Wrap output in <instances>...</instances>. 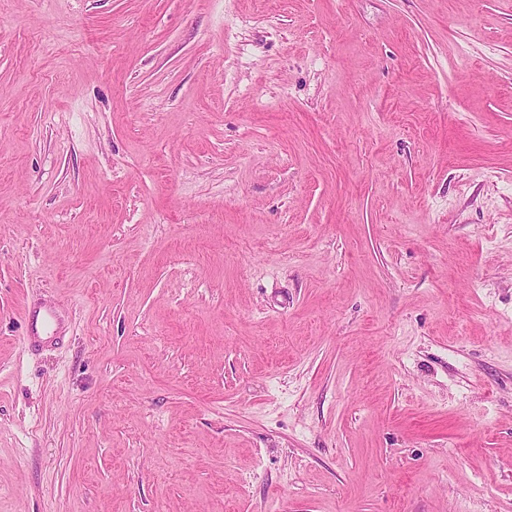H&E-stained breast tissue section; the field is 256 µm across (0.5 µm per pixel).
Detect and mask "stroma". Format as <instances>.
I'll list each match as a JSON object with an SVG mask.
<instances>
[{"instance_id":"35a3bbf8","label":"stroma","mask_w":512,"mask_h":512,"mask_svg":"<svg viewBox=\"0 0 512 512\" xmlns=\"http://www.w3.org/2000/svg\"><path fill=\"white\" fill-rule=\"evenodd\" d=\"M0 512H512V0H0Z\"/></svg>"}]
</instances>
